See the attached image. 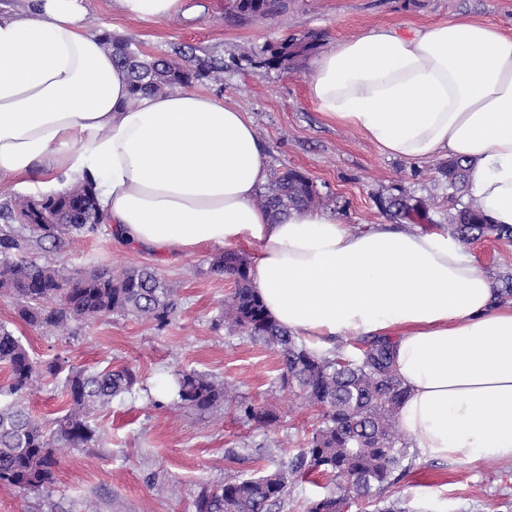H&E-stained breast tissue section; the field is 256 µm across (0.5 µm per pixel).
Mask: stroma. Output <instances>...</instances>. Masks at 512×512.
I'll return each instance as SVG.
<instances>
[{
	"instance_id": "obj_1",
	"label": "stroma",
	"mask_w": 512,
	"mask_h": 512,
	"mask_svg": "<svg viewBox=\"0 0 512 512\" xmlns=\"http://www.w3.org/2000/svg\"><path fill=\"white\" fill-rule=\"evenodd\" d=\"M191 13L161 23L128 19L110 0H89V32L135 42L147 55L224 60V82L206 91L246 112L266 158L269 174L297 170L311 179L322 209L353 229L387 223L380 198L395 188L430 198L431 225L448 224V202L439 185V159L415 163L389 158L355 129L324 118L311 100V61L289 68H257L250 59L266 44L311 30L321 32V50L374 25L421 27L458 17L486 21L512 35V0H287L277 16L237 22L225 0H190ZM478 266L496 287L512 278V244L494 238L471 243ZM214 249L178 257L142 252L122 242L109 224L61 247L32 245L27 259L48 262L66 274L153 268L176 288L178 309L165 326L119 314L73 325L60 334L26 324L17 305L0 295V323L21 338L38 360L55 357L66 367L98 371L129 367L139 378L130 393L100 407L97 443L58 447L53 487L36 495L0 482V512H196L203 489L225 480L274 469L300 448L318 421L311 407L280 382L278 355L225 328L224 302L234 284L211 272ZM205 371L235 385L239 395L273 404L276 423L258 429L241 422L232 406L213 412L179 407L175 395L157 388L180 370ZM63 377L40 380L24 397L33 417L51 424L65 403ZM406 512H512V465L461 458L413 461L384 491Z\"/></svg>"
}]
</instances>
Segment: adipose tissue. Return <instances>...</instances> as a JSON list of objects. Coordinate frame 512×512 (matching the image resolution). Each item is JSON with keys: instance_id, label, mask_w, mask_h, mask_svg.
<instances>
[{"instance_id": "ef3b65f1", "label": "adipose tissue", "mask_w": 512, "mask_h": 512, "mask_svg": "<svg viewBox=\"0 0 512 512\" xmlns=\"http://www.w3.org/2000/svg\"><path fill=\"white\" fill-rule=\"evenodd\" d=\"M112 7L154 22L188 12L186 0ZM87 15L88 0L0 13V183L36 171L62 193L95 180L113 233L153 253L254 243L267 312L312 351L391 338L408 391L396 426L420 460L512 462V303L468 247L444 230L352 232L321 209L271 222L255 202L267 170L247 115L192 85L130 105ZM309 90L387 156L470 161L476 208L512 225V36L497 26L367 28L314 59Z\"/></svg>"}]
</instances>
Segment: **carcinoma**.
Listing matches in <instances>:
<instances>
[{"instance_id":"carcinoma-1","label":"carcinoma","mask_w":512,"mask_h":512,"mask_svg":"<svg viewBox=\"0 0 512 512\" xmlns=\"http://www.w3.org/2000/svg\"><path fill=\"white\" fill-rule=\"evenodd\" d=\"M285 0H227V13L240 21L267 18L283 12ZM104 46L129 78L131 97L165 93L193 82H221L224 60L191 66L173 58H146L127 39L102 34ZM320 36L309 31L265 46L252 60L258 67H283L319 47ZM471 164L450 159L438 167L441 184L448 190V230L466 243L493 236L512 243V226L489 222L462 198L469 192ZM320 204L314 183L295 169L277 173L261 195L260 205L279 220L292 210ZM381 208L401 222L429 219L423 200L399 192L380 201ZM103 214L97 205L95 183L74 186L63 195L29 196L0 202V292L12 296L18 315L39 328L64 330L74 321L110 314L133 315L159 325L168 323L177 309L174 289L155 270L142 266L118 274L87 272L66 275L48 263L20 257L31 243L49 240L61 244L97 229ZM211 270L231 278L234 289L224 307L228 328L261 342L281 361L282 386L318 408V424L302 448L271 471L234 477L196 500V512H283L288 485L296 478L320 471L331 477L330 487L311 501L307 512H342L353 498L375 507V512H401L395 503L380 505L373 492L392 486L404 472L406 442L395 425V416L407 395L398 379L390 343L385 339L362 342L357 353L339 349L330 357L319 356L298 342L267 313L251 278L249 260L226 250L211 261ZM0 364L8 372L6 391L15 396L0 404V481L24 491L44 492L53 484L58 464L55 445L81 447L98 440L91 418L98 407L130 392L137 376L128 367L99 372L72 370L66 376L68 397L65 415L55 430L47 429L26 411L23 397L34 383L56 376L62 362L56 357L39 362L32 358L19 337L0 325ZM182 405L201 411L230 400L231 388L208 373L181 370L176 373ZM239 418L257 428H268L276 413L266 404L235 399Z\"/></svg>"}]
</instances>
